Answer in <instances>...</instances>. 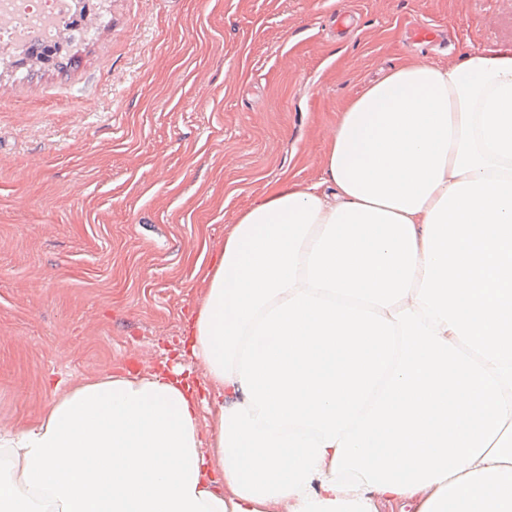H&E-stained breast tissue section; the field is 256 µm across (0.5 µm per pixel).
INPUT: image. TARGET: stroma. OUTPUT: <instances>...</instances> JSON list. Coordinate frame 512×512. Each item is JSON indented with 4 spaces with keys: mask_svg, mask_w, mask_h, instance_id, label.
Listing matches in <instances>:
<instances>
[{
    "mask_svg": "<svg viewBox=\"0 0 512 512\" xmlns=\"http://www.w3.org/2000/svg\"><path fill=\"white\" fill-rule=\"evenodd\" d=\"M436 30L414 41L419 26ZM61 67L0 43V428L50 381L181 356L197 272L406 59L512 41V0H90Z\"/></svg>",
    "mask_w": 512,
    "mask_h": 512,
    "instance_id": "35a3bbf8",
    "label": "stroma"
}]
</instances>
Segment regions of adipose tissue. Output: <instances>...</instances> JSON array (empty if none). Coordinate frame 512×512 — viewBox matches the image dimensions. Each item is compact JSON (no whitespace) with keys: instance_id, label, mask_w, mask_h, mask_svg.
Segmentation results:
<instances>
[{"instance_id":"obj_1","label":"adipose tissue","mask_w":512,"mask_h":512,"mask_svg":"<svg viewBox=\"0 0 512 512\" xmlns=\"http://www.w3.org/2000/svg\"><path fill=\"white\" fill-rule=\"evenodd\" d=\"M240 212L182 364L58 380L0 512H512V44L392 68Z\"/></svg>"}]
</instances>
